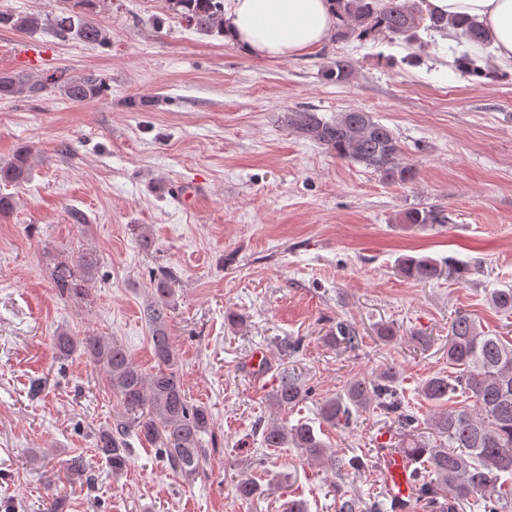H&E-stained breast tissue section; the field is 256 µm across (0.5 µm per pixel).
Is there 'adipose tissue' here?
<instances>
[{"label":"adipose tissue","mask_w":512,"mask_h":512,"mask_svg":"<svg viewBox=\"0 0 512 512\" xmlns=\"http://www.w3.org/2000/svg\"><path fill=\"white\" fill-rule=\"evenodd\" d=\"M431 9L484 24L500 62L512 64V0H428ZM333 0H224V39L260 60H286L336 32Z\"/></svg>","instance_id":"obj_1"}]
</instances>
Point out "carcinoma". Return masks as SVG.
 <instances>
[{"label": "carcinoma", "instance_id": "carcinoma-1", "mask_svg": "<svg viewBox=\"0 0 512 512\" xmlns=\"http://www.w3.org/2000/svg\"><path fill=\"white\" fill-rule=\"evenodd\" d=\"M105 0H72L69 8L52 19V28L62 38L71 36L85 44L101 45L107 32L90 17V10ZM171 10L187 25L206 33L217 32L223 24V0H169ZM337 36L355 35L362 40H402L422 48L425 43L419 31L429 35H446L453 31L457 45L469 49L456 57L457 70L463 75L494 77L496 73L477 65L478 52L486 49L490 39L478 21L450 18L427 7L426 0H336ZM0 24L11 25L24 32L45 25L39 13L19 16L0 13ZM354 72L348 56H338L328 66L326 76L341 83ZM56 84L62 95L72 102L96 97L105 80L96 74L61 79L52 74L32 79L20 73H0V97H37ZM285 125L306 140L325 146L336 157L360 164L387 182L409 184L417 177L416 169L402 162L398 138L388 126L375 120L369 112L347 110L327 119L311 108H294L284 113ZM31 175V156L17 152L0 164V182L22 184ZM404 224H436L444 216L435 210H409L403 214ZM98 257L82 255L79 268L67 265L54 271V287L62 296L85 293L82 285L94 277ZM405 277L428 282L445 273L433 258L404 259ZM173 274L162 271L155 278L153 301L145 318L151 329V343L157 369L145 373L136 365L125 348L108 337H75L60 333L56 338L59 354L69 357L79 351L100 367L117 399L118 419L109 431L97 439V448L119 473L127 466V437L153 446L170 468L185 476H194L203 455V435L210 432L212 414L202 405L188 400L178 372L175 349L166 331L168 312L173 306ZM490 304L501 311L512 312V288L496 289L489 294ZM326 341L338 348L352 349L359 344L356 329L344 322L336 324ZM448 365L450 375L427 378L421 393L435 406L429 426L437 435L431 441L419 432V417L408 409L396 389L399 373L393 366L378 370L374 376H358L344 392L325 399L320 405V419L332 427L347 428L361 413L375 407L391 416L398 424L403 439L399 447L423 462L414 469L412 480L416 494L431 500L436 512H458L461 505L478 504L483 512H502L512 501V486L502 474L512 475V341L491 336L470 314L458 313L448 331ZM462 392L473 399L472 407L447 408L452 395ZM297 374L284 369L271 395L272 405L279 409L294 407L309 398ZM265 448H298L318 464L335 472L358 470L362 459H348L320 438L313 425L299 421L293 425L272 424L262 432ZM240 498L252 500L263 489L246 472L236 484Z\"/></svg>", "mask_w": 512, "mask_h": 512}]
</instances>
